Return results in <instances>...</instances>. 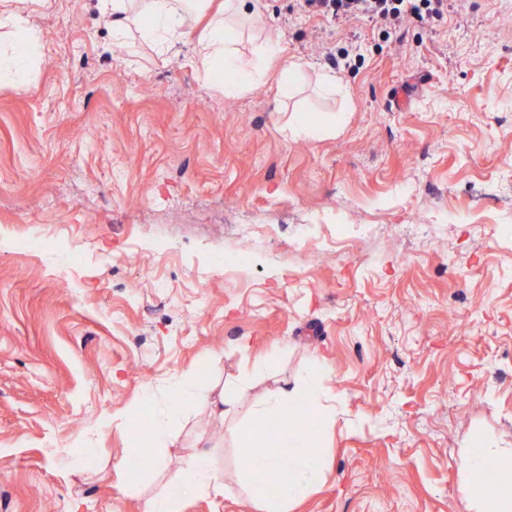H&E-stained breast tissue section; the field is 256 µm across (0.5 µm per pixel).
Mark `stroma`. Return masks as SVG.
<instances>
[{"mask_svg": "<svg viewBox=\"0 0 512 512\" xmlns=\"http://www.w3.org/2000/svg\"><path fill=\"white\" fill-rule=\"evenodd\" d=\"M261 2L238 47L286 52L236 96L97 0L30 11L36 57L0 85V512H142L202 440L224 494L180 512H259L203 406L131 467L116 414L189 370L243 415L323 367L325 480L290 512H474L463 453L512 445V0L396 39Z\"/></svg>", "mask_w": 512, "mask_h": 512, "instance_id": "35a3bbf8", "label": "stroma"}]
</instances>
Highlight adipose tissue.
Segmentation results:
<instances>
[{
  "label": "adipose tissue",
  "mask_w": 512,
  "mask_h": 512,
  "mask_svg": "<svg viewBox=\"0 0 512 512\" xmlns=\"http://www.w3.org/2000/svg\"><path fill=\"white\" fill-rule=\"evenodd\" d=\"M104 23L115 35L137 27L142 38L166 50L187 37H195L198 50L193 64L207 85L232 96L245 89V79L260 75L256 62L235 54L225 37L232 22L245 14L244 0H99ZM12 27L17 35L9 51L0 50V83L15 80L19 66L29 59L38 35L27 25L23 7L0 9V27ZM328 389L321 370H313L300 382L274 387L257 404L250 422L235 427L233 433L253 454L245 463L252 497L262 512H288L289 504L305 498L323 479L321 448L300 445L307 426L305 410L317 412L319 423L331 417L325 402ZM202 404L212 416L227 419L236 413L234 403L224 395L200 391L195 372L175 375L165 404H156L152 395L143 400L123 419L137 426L141 438L150 444L165 443L179 404ZM212 449L200 444L186 461L174 488L159 493L145 503L144 512H176L181 498L188 494L224 492V483L211 467ZM496 461L503 475L492 485L471 490L470 497L478 512H512V448L476 440L463 463L473 471L487 461ZM274 482L277 491L265 496L261 485Z\"/></svg>",
  "instance_id": "adipose-tissue-1"
}]
</instances>
